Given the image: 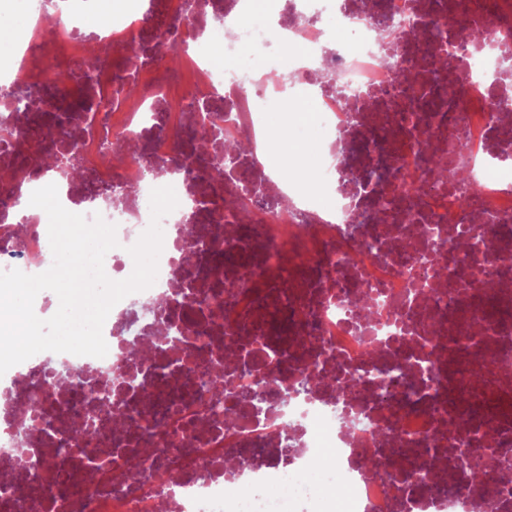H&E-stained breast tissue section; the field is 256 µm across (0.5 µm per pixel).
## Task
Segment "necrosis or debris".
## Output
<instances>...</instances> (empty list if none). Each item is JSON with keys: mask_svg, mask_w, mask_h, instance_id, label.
<instances>
[{"mask_svg": "<svg viewBox=\"0 0 512 512\" xmlns=\"http://www.w3.org/2000/svg\"><path fill=\"white\" fill-rule=\"evenodd\" d=\"M129 2L112 0L100 34L79 0L53 6L70 70L53 48L0 58V123L49 115L66 132L79 178L59 200L115 225L113 279L133 271L151 190L178 199L155 283L104 323L106 356L45 351L0 377V512H512V168L498 159L512 152V77L496 73L512 0L463 13L459 0H267L265 22L248 0ZM382 13L400 21L391 33ZM206 38L223 67L189 51ZM140 39L146 53L115 67ZM306 85L315 190H280L269 105ZM240 138L243 157L218 151ZM427 143L464 178L426 182ZM174 161L191 177H170ZM344 165L367 181L385 171V187L343 191ZM48 180L0 191V270H47L48 227L17 207ZM183 307L176 346L165 319ZM219 372L230 425L202 405ZM159 387L163 400L142 397ZM87 423L98 436L76 440ZM133 435L149 445L132 471ZM486 459L495 472L473 480L467 461Z\"/></svg>", "mask_w": 512, "mask_h": 512, "instance_id": "1", "label": "necrosis or debris"}]
</instances>
